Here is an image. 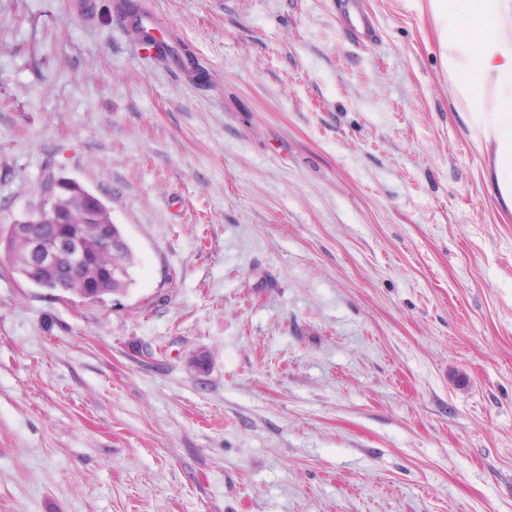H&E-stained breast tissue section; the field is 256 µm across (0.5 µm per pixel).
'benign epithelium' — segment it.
Listing matches in <instances>:
<instances>
[{
  "label": "benign epithelium",
  "instance_id": "7a95c632",
  "mask_svg": "<svg viewBox=\"0 0 512 512\" xmlns=\"http://www.w3.org/2000/svg\"><path fill=\"white\" fill-rule=\"evenodd\" d=\"M68 182L52 184L40 206L30 211L23 220L12 225L27 250L31 263L56 272L54 290L78 294L87 302L94 301L103 288L112 281V264H100V257L119 252V243L111 237L110 222L99 219L103 201L88 192L86 201L87 224L76 230L53 235L40 228L42 224H70V215L60 198L69 190Z\"/></svg>",
  "mask_w": 512,
  "mask_h": 512
}]
</instances>
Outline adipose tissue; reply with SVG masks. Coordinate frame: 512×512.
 <instances>
[{
	"label": "adipose tissue",
	"mask_w": 512,
	"mask_h": 512,
	"mask_svg": "<svg viewBox=\"0 0 512 512\" xmlns=\"http://www.w3.org/2000/svg\"><path fill=\"white\" fill-rule=\"evenodd\" d=\"M448 93L487 161L486 183L512 212V0H428Z\"/></svg>",
	"instance_id": "1"
}]
</instances>
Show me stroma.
<instances>
[{"instance_id": "obj_1", "label": "stroma", "mask_w": 512, "mask_h": 512, "mask_svg": "<svg viewBox=\"0 0 512 512\" xmlns=\"http://www.w3.org/2000/svg\"><path fill=\"white\" fill-rule=\"evenodd\" d=\"M0 0V236L112 211L119 303L0 245V512H512V213L426 0Z\"/></svg>"}]
</instances>
